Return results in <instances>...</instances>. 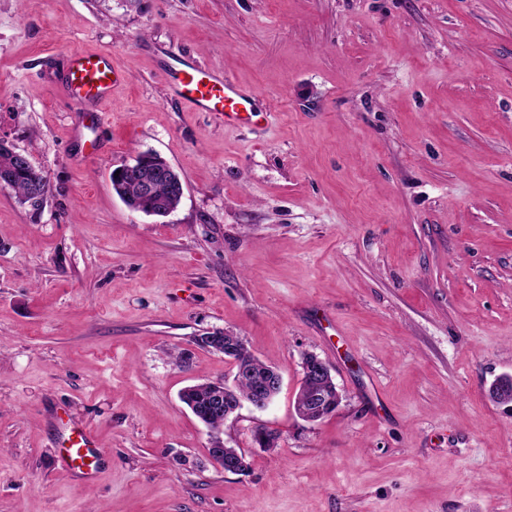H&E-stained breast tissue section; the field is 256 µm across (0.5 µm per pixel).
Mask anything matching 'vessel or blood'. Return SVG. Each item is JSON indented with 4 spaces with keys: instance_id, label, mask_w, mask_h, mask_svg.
<instances>
[{
    "instance_id": "obj_1",
    "label": "vessel or blood",
    "mask_w": 512,
    "mask_h": 512,
    "mask_svg": "<svg viewBox=\"0 0 512 512\" xmlns=\"http://www.w3.org/2000/svg\"><path fill=\"white\" fill-rule=\"evenodd\" d=\"M61 80L79 103L90 105L89 117L99 124L104 115L98 104L109 100L125 77L110 54L75 51L68 57ZM172 86L197 111L215 113L224 123H247L257 115L255 93L242 90L214 69L186 63L174 76ZM63 460L68 469L93 480L101 470L102 453L88 434L73 427L66 436Z\"/></svg>"
}]
</instances>
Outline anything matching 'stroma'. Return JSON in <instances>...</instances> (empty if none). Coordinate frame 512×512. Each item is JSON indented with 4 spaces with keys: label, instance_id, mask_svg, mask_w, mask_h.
<instances>
[{
    "label": "stroma",
    "instance_id": "35a3bbf8",
    "mask_svg": "<svg viewBox=\"0 0 512 512\" xmlns=\"http://www.w3.org/2000/svg\"><path fill=\"white\" fill-rule=\"evenodd\" d=\"M74 51L128 75L97 127L58 80ZM178 58L267 117L194 110ZM0 140L49 183L37 209L0 190V512H512L487 395L512 374V0H0ZM143 152L184 183L163 219L112 188ZM226 330L282 375L224 423L242 474L179 398L233 383L197 343ZM308 352L342 397L315 423ZM73 425L95 481L57 460ZM315 380H304L299 392L304 396L310 395L312 392L321 390L325 385L322 380L330 381L332 378L331 371L326 363L316 356L314 359L303 363V377ZM320 380V381H317ZM208 461L224 472L238 474L242 472L244 456L237 448H227L224 445L222 432H210V446L208 448Z\"/></svg>",
    "mask_w": 512,
    "mask_h": 512
}]
</instances>
